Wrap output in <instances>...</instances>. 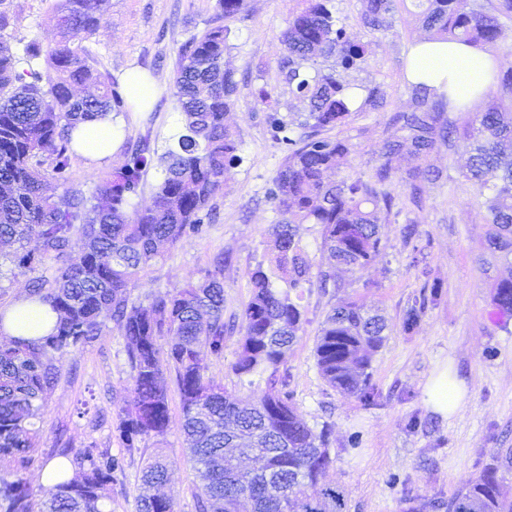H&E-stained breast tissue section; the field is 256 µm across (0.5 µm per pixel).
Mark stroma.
Returning <instances> with one entry per match:
<instances>
[{
  "label": "stroma",
  "mask_w": 512,
  "mask_h": 512,
  "mask_svg": "<svg viewBox=\"0 0 512 512\" xmlns=\"http://www.w3.org/2000/svg\"><path fill=\"white\" fill-rule=\"evenodd\" d=\"M55 8L56 0H0V11L11 17L5 34L13 51L33 38L46 48L56 45ZM100 8L99 29L79 42L89 64L117 82L135 67L157 82L149 111L122 113L125 139L148 129L167 138L180 118L173 82L179 48L215 19V0H101ZM297 8V0H246L245 10L231 21L233 46L224 62L239 82L229 121L241 141V161L213 202V220L204 221L200 233L184 236L141 272L132 299L198 281L213 255L224 250L232 255L224 267V312L240 313L248 302L247 272L272 251L269 228L280 219L267 190L286 152L267 116L274 109L292 122L306 110L290 92L282 69V34ZM425 36L414 7L405 5L393 30L374 37L365 69L346 74L354 87L381 86L387 101L380 111L352 113L337 130L352 145L354 171H369L389 134L390 115L408 109L409 54ZM262 89L268 99L259 98ZM470 152L471 140L464 135L454 148L437 147L430 162L444 170L443 179L426 185L422 208L409 218L393 217L383 224L384 254L351 276L349 295L379 308L387 320V340L372 363L380 406L363 407L355 397L331 389L319 375L314 346L332 305L330 296L319 290L307 294V323L282 364L290 375L298 414L309 425L333 426L336 461L326 481L343 490L348 512H406L409 487L429 498L451 496L477 477L498 449L512 448V317L498 318L493 303L495 285L512 275V266L488 248L490 226L477 204L474 184L463 175ZM123 160L120 151L99 163L72 154L70 188L91 196ZM409 219L427 244L418 263L400 236ZM435 280L442 284L440 297L428 304L415 328L406 329L408 304ZM237 353L236 338H229L223 358L211 360L210 376L235 398L261 395L263 381L242 382L232 373ZM57 365L61 378L45 398L39 425L44 445H51L56 428L64 425L75 445L92 442L125 454L116 431L117 413L132 376L118 329L107 328L94 345L59 358ZM447 371L456 373L467 389L464 410L451 418L435 412L427 396L430 382ZM169 408L167 434L126 454L125 472L112 485V512H138L139 471L156 448L167 457L164 491L175 512H196L199 478L180 429L177 389L169 391ZM414 417L420 424L408 429ZM354 436L360 441L356 449L349 446Z\"/></svg>",
  "instance_id": "stroma-1"
}]
</instances>
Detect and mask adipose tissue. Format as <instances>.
I'll use <instances>...</instances> for the list:
<instances>
[{"mask_svg": "<svg viewBox=\"0 0 512 512\" xmlns=\"http://www.w3.org/2000/svg\"><path fill=\"white\" fill-rule=\"evenodd\" d=\"M494 67L490 56L457 41L420 40L413 46L409 58L412 80L433 87L448 83L470 101L479 98L488 87ZM122 137L120 121L105 115L78 124L72 133V146L83 157L101 161L112 156ZM55 321L56 314L49 306L24 298L0 310V326L15 337L47 335Z\"/></svg>", "mask_w": 512, "mask_h": 512, "instance_id": "1", "label": "adipose tissue"}]
</instances>
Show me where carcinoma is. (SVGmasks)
Listing matches in <instances>:
<instances>
[{"label": "carcinoma", "instance_id": "carcinoma-1", "mask_svg": "<svg viewBox=\"0 0 512 512\" xmlns=\"http://www.w3.org/2000/svg\"><path fill=\"white\" fill-rule=\"evenodd\" d=\"M100 0H58L56 46L36 40L15 55L0 37V279L35 274L26 298L47 304L57 315L52 331L35 339L0 332V512H103L125 459L60 432L51 452L72 457L76 476L63 480L42 501L25 473L34 465L45 394L59 381L56 356L83 350L112 323L125 338L133 387L122 401L117 429L128 451L164 435L170 424L168 393L180 396L181 431L200 478L198 512H347L343 492L324 482L333 463L331 426L316 429L301 418L280 370L286 351L307 322L305 294L316 287L336 299L314 347L316 366L328 386L352 395L366 408L379 405L372 360L384 346V317L344 294L351 283L338 271L367 267L386 248L382 218L400 214L394 186L422 203L423 184L442 172L424 164L441 142L452 146L459 133L445 90L410 82L411 109L389 119L385 140L369 174H344L349 140L327 135L352 111L384 108V90L365 89L357 107L341 73L367 64L369 43L350 37L332 0H302L283 32L285 80L307 102L295 125L269 114L274 138L286 148L285 162L268 190L281 220L271 225L274 253L248 272L251 297L232 322L224 321V265L219 252L212 268L184 288L147 293L133 301L139 274L160 256V248L202 231L212 201L240 162L239 141L227 115L238 82L224 68L230 26L215 25L190 36L175 64V97L181 125L159 146L152 130L128 148L122 165L91 198L67 187L75 126L133 107L119 86L86 62L75 41L100 27ZM360 25L372 35L391 30L405 0H362ZM422 27L433 40L463 41L473 47L496 42L512 22V0H416ZM217 18L231 20L245 0H216ZM45 57L50 71L19 68ZM91 84L99 94L77 97L72 87ZM496 91L474 114L466 134L473 140L467 178L476 185L490 224V245L512 258V65L495 75ZM165 164L152 203L132 212L135 194L155 162ZM52 169L49 184L44 165ZM299 224L321 228V250L331 263L311 273L314 260L297 235ZM83 242L72 255L73 241ZM413 253H423L415 224L401 229ZM427 296L414 299L404 327L416 326ZM498 314L512 317V276L495 286ZM238 334L231 371L239 380H264L257 398L231 401L224 386L208 376L210 358L224 356L227 337ZM512 472V448L499 450L482 473L452 496L426 501L407 491L408 512H512L502 494ZM168 465L159 453L139 472L140 485L155 490L138 499V512H175L160 493Z\"/></svg>", "mask_w": 512, "mask_h": 512}]
</instances>
